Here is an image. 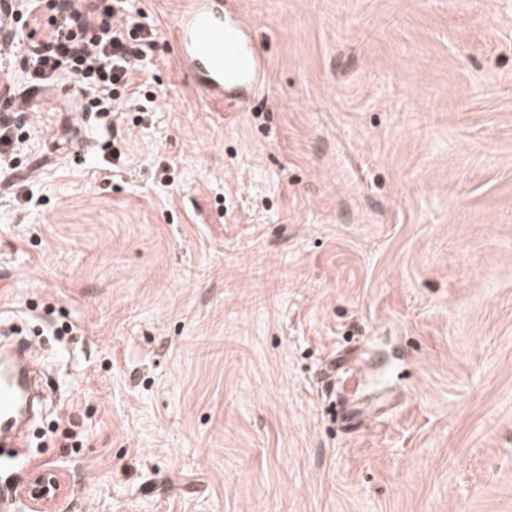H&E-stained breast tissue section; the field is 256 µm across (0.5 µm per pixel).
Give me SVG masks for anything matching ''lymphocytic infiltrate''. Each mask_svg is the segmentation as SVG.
Returning a JSON list of instances; mask_svg holds the SVG:
<instances>
[{
  "label": "lymphocytic infiltrate",
  "mask_w": 512,
  "mask_h": 512,
  "mask_svg": "<svg viewBox=\"0 0 512 512\" xmlns=\"http://www.w3.org/2000/svg\"><path fill=\"white\" fill-rule=\"evenodd\" d=\"M45 44L35 49L27 73L31 87L67 75L92 96L97 111L115 108L120 89L131 86L157 49L155 30L136 22L130 0H57Z\"/></svg>",
  "instance_id": "f902f5d3"
}]
</instances>
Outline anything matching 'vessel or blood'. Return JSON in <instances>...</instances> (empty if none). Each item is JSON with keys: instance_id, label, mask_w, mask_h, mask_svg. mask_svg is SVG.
<instances>
[{"instance_id": "1", "label": "vessel or blood", "mask_w": 512, "mask_h": 512, "mask_svg": "<svg viewBox=\"0 0 512 512\" xmlns=\"http://www.w3.org/2000/svg\"><path fill=\"white\" fill-rule=\"evenodd\" d=\"M173 35L183 68L212 100L232 106L255 90L265 62L248 26L237 16L231 0H183ZM30 348L18 344L23 369L0 379V445L16 442L15 415L37 376L39 365Z\"/></svg>"}]
</instances>
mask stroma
Returning a JSON list of instances; mask_svg holds the SVG:
<instances>
[{"mask_svg":"<svg viewBox=\"0 0 512 512\" xmlns=\"http://www.w3.org/2000/svg\"><path fill=\"white\" fill-rule=\"evenodd\" d=\"M180 2L116 116L0 60V324L72 328L0 503L52 461L47 512H512V0H239L230 108ZM173 35L183 68L212 100L232 106L255 90L265 62L228 0H183Z\"/></svg>","mask_w":512,"mask_h":512,"instance_id":"1","label":"stroma"}]
</instances>
